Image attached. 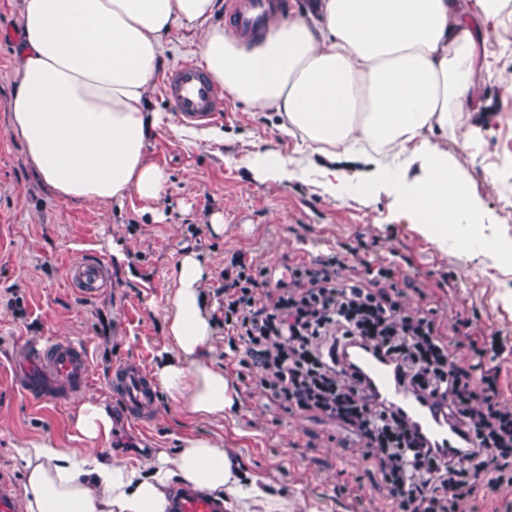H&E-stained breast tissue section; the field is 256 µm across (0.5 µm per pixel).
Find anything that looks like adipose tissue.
<instances>
[{"mask_svg": "<svg viewBox=\"0 0 512 512\" xmlns=\"http://www.w3.org/2000/svg\"><path fill=\"white\" fill-rule=\"evenodd\" d=\"M220 8V0H21L10 128L56 196L160 201L166 176L147 145L161 117L147 99L172 33L185 31L199 34L203 68L226 98L278 113L282 134L314 152L368 159L365 196L388 187L399 217L437 242L482 238L486 214L463 168L431 138L461 131V150L479 159L477 87L495 75L484 44L506 28V0H310L272 10L247 41L215 23ZM407 150L422 169L412 182L388 163ZM209 277L196 252L178 256L166 357L153 377L181 413L218 421L240 399L210 360ZM71 424L76 446L44 437L19 447L23 512H166L176 485L224 500L228 512H288L263 480L236 476L211 438H181L176 452L161 448L130 466L96 449L112 436L106 398H87Z\"/></svg>", "mask_w": 512, "mask_h": 512, "instance_id": "adipose-tissue-1", "label": "adipose tissue"}]
</instances>
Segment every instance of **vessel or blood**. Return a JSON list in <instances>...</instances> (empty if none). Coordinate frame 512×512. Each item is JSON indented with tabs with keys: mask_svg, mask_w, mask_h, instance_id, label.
<instances>
[{
	"mask_svg": "<svg viewBox=\"0 0 512 512\" xmlns=\"http://www.w3.org/2000/svg\"><path fill=\"white\" fill-rule=\"evenodd\" d=\"M269 0H239L233 14L238 30L252 34L264 24L269 13ZM164 91L173 103L179 122L205 124L222 118L224 99L214 81L194 62L187 61L170 71L164 79ZM100 253L83 251L71 261L73 284L85 295L97 294L105 280ZM363 372L380 394L400 404L437 440L440 446L453 447L455 439L446 427L437 424L427 406L410 399L395 383L387 365L372 355L357 358ZM90 376L86 348L78 343L58 341L33 347L26 359L15 367L17 386L29 397L42 399L50 392L81 391ZM114 381L121 393L124 415L140 423L154 403L141 364L122 362L116 365ZM167 512H227L223 500L210 497L191 487H180L168 501Z\"/></svg>",
	"mask_w": 512,
	"mask_h": 512,
	"instance_id": "vessel-or-blood-1",
	"label": "vessel or blood"
}]
</instances>
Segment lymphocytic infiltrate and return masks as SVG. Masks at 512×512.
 <instances>
[{
    "instance_id": "1",
    "label": "lymphocytic infiltrate",
    "mask_w": 512,
    "mask_h": 512,
    "mask_svg": "<svg viewBox=\"0 0 512 512\" xmlns=\"http://www.w3.org/2000/svg\"><path fill=\"white\" fill-rule=\"evenodd\" d=\"M339 252L288 266V277L245 256L224 270L220 324L237 354V376L289 414L336 425L362 451L392 512H459L479 490L512 491V408L500 403L499 368L469 337L447 340L434 311L405 305L386 287L394 269L379 259L344 277ZM374 355L456 446L440 449L399 404L376 392L353 356Z\"/></svg>"
}]
</instances>
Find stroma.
Here are the masks:
<instances>
[{"mask_svg":"<svg viewBox=\"0 0 512 512\" xmlns=\"http://www.w3.org/2000/svg\"><path fill=\"white\" fill-rule=\"evenodd\" d=\"M19 6L20 0H0V483L12 493L24 481L21 442L50 437L68 443L73 407L99 393L111 399L115 412L112 439L104 446L112 458L142 465L156 449L176 448L180 437L213 436L241 473L267 480L287 498L291 512H389L361 450L341 448L335 425L289 415L261 393L241 391L237 411L207 421L186 418L158 391L144 429L127 424L113 370L122 360L153 370L164 346L172 267L187 249L211 272L204 293L214 310L223 271L235 255L257 258L279 275L290 259L329 250L343 252L347 277L376 257L393 260L394 283L414 282L404 299L408 307L435 309L447 335H454L460 318L478 346L502 342L505 350L496 359L501 402L512 408V262L486 259L475 243H437L399 221L390 190L363 196L358 179L366 164L347 167V197L331 196L324 160L282 136L276 113L254 112L230 100L225 118L213 124L219 138L195 139L184 135L160 81H153L149 105L162 122L148 155L168 177L164 200L154 204L133 193L109 205L57 198L9 132L22 38ZM485 52L499 73L478 88L491 104L480 116L486 128L482 160L470 163L460 151L455 157L489 218L485 237L512 241V33L489 36ZM259 151L289 158L300 176L255 180L244 157ZM216 215L224 224L219 235L210 229ZM114 242L124 261L111 256ZM85 248L99 250L107 261V283L91 298L70 280L69 262ZM50 339L85 345L91 376L84 391L37 401L13 388L10 363Z\"/></svg>","mask_w":512,"mask_h":512,"instance_id":"35a3bbf8","label":"stroma"}]
</instances>
